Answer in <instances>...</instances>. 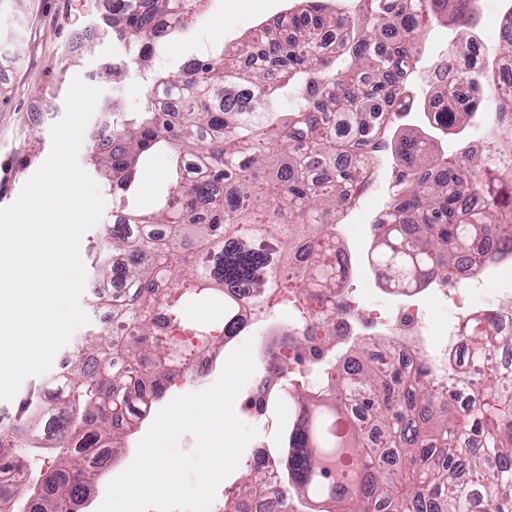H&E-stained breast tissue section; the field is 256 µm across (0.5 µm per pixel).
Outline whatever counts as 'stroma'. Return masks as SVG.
Returning a JSON list of instances; mask_svg holds the SVG:
<instances>
[{"instance_id": "obj_1", "label": "stroma", "mask_w": 512, "mask_h": 512, "mask_svg": "<svg viewBox=\"0 0 512 512\" xmlns=\"http://www.w3.org/2000/svg\"><path fill=\"white\" fill-rule=\"evenodd\" d=\"M298 6L299 0H205L201 19L193 22L187 34L165 43L151 70L130 65L123 78L116 80L107 77L105 70L122 61L125 48L102 31L104 17L112 13V0H0V208L17 199L24 183L48 158L50 130L65 113V98L74 77L102 90L78 153V162L85 168L90 163L92 131L105 129L112 121L106 105L116 101L122 111L142 110L154 71H178L203 48L233 50L256 25ZM449 35L447 26L434 25L420 47V74L409 84L414 104L410 115L399 123L402 134L424 136L430 131L423 103L431 97L432 88L421 73L447 51ZM393 166L389 153L376 163L370 189L345 213L337 230L339 243L352 262L350 286L363 289L364 309L383 312L394 311L399 299L377 286L365 257L373 221L389 199ZM170 169L171 156L165 151L154 154L142 168L136 193L141 212H149L155 199L166 193ZM163 406V401L153 402L133 430L120 431L122 448L102 480L93 485L83 512H97L108 484L134 460L139 441ZM234 414L257 429L251 447L285 448L287 403L271 404L262 417L239 406Z\"/></svg>"}]
</instances>
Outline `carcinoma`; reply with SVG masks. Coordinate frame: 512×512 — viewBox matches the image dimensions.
<instances>
[{"instance_id": "1", "label": "carcinoma", "mask_w": 512, "mask_h": 512, "mask_svg": "<svg viewBox=\"0 0 512 512\" xmlns=\"http://www.w3.org/2000/svg\"><path fill=\"white\" fill-rule=\"evenodd\" d=\"M197 2L112 0L106 32L146 69L152 53L142 46L156 50L186 30ZM323 2L308 0L290 13V30L263 26L233 51L156 75L153 84L178 92V118L150 104L118 112L112 149L93 150L91 164L125 215L92 246L112 252V262L95 265L102 281L125 286L115 309L133 328L89 333L62 358L55 400L31 394L18 408L17 428L0 431V471L26 473L23 482L0 479V505L9 512L40 479L43 494L30 512H56L59 500L89 494L74 445L110 434L102 465L112 461L113 423L140 420L134 397L161 398L165 386L155 378L173 377L184 352L174 329L210 348L219 342L216 326L190 315L186 299L224 300V336H234L240 293L262 275L285 297L324 299L314 321L326 339L341 340L339 289L350 269L340 261L334 226L371 185L380 153L394 147L400 158L396 191L374 224L368 256L383 269L389 293L413 297L449 282L463 265L483 271L495 257L475 248L482 239L512 252V91L497 69L498 58L512 56V12L497 58L468 83L451 73V62L471 53L475 0H353L338 12ZM441 17L458 35L433 63L434 96L447 99L434 129L451 134L489 107L495 128L482 154L465 146L447 157L429 138L406 136L396 145L389 138L394 116L412 107L406 83L418 46ZM249 51L264 64L241 66ZM284 97L290 108L280 112ZM157 149L174 154V189L144 214L130 201L140 164ZM471 192L485 195L484 209L460 208ZM159 224L168 228L164 239L149 233ZM262 241L295 254L299 266L288 280H278L277 255ZM458 331L473 339L459 364L423 359L409 373L394 353L397 341L384 337L367 338L351 367L333 376L332 366L313 364L310 374L326 379L331 398L319 416L288 424L285 483L302 490L318 474L347 495L350 512H512V371L495 360L508 341L490 314ZM114 350L130 362L101 372ZM287 370L286 363L267 368L263 395L280 388ZM53 448L61 449L55 467L37 475L28 458ZM261 481L259 471H248L238 496Z\"/></svg>"}]
</instances>
